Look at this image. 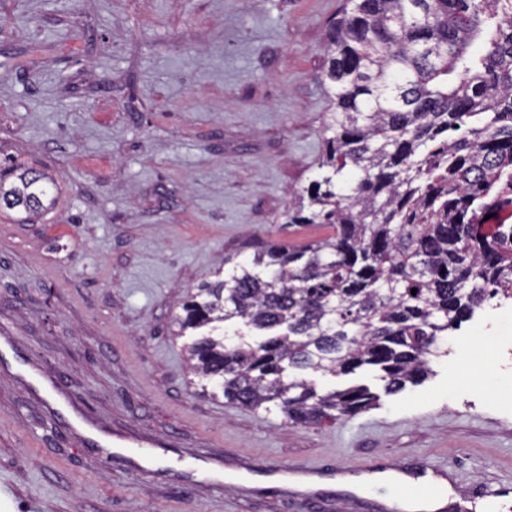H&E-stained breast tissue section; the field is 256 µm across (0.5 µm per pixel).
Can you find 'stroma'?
Returning a JSON list of instances; mask_svg holds the SVG:
<instances>
[{
    "mask_svg": "<svg viewBox=\"0 0 512 512\" xmlns=\"http://www.w3.org/2000/svg\"><path fill=\"white\" fill-rule=\"evenodd\" d=\"M345 0H0V167L52 207L0 212V330L109 432L165 458L398 466L454 460L472 512L512 469V301L450 337L432 376L354 418L290 426L194 383L171 332L228 253L326 229L282 221L324 149L326 33ZM0 512H319L102 461L0 370Z\"/></svg>",
    "mask_w": 512,
    "mask_h": 512,
    "instance_id": "1",
    "label": "stroma"
}]
</instances>
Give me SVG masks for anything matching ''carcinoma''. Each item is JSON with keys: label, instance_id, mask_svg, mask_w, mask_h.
Segmentation results:
<instances>
[{"label": "carcinoma", "instance_id": "obj_1", "mask_svg": "<svg viewBox=\"0 0 512 512\" xmlns=\"http://www.w3.org/2000/svg\"><path fill=\"white\" fill-rule=\"evenodd\" d=\"M324 151L287 224L328 237L224 256L187 292L176 335L224 396L293 425L378 405L431 374L440 341L489 298H512V0H354L327 33ZM52 179L0 171V210L47 209ZM416 294H411V289Z\"/></svg>", "mask_w": 512, "mask_h": 512}]
</instances>
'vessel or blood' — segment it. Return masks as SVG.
<instances>
[{"label": "vessel or blood", "mask_w": 512, "mask_h": 512, "mask_svg": "<svg viewBox=\"0 0 512 512\" xmlns=\"http://www.w3.org/2000/svg\"><path fill=\"white\" fill-rule=\"evenodd\" d=\"M0 368L12 372L27 391L42 398L49 408L66 423L77 441L92 449L103 459H123L132 471L157 475L163 482L205 480L214 483L219 476L230 470L236 475L234 484L239 498L242 499L257 495L262 488V479L265 475L257 472L252 461L247 458L237 459L230 464L217 457H201L198 458L195 466L185 470L160 468L154 449L136 448L114 440L102 428L87 422L79 413L74 412L67 395L53 379L45 376L38 368L29 366L19 359L14 338L7 334L0 336ZM374 474L375 470L371 467L361 471L348 468L327 471L319 464L306 467L287 464L273 469L268 476L278 482L283 498L293 503L305 504L323 495L324 479L330 478L341 483L364 485L372 482ZM448 475L446 467L423 465L412 481L414 489L411 496L398 495L383 501H372L354 493L345 500L347 512H410L412 501L431 499L433 486L439 479Z\"/></svg>", "instance_id": "vessel-or-blood-1"}]
</instances>
